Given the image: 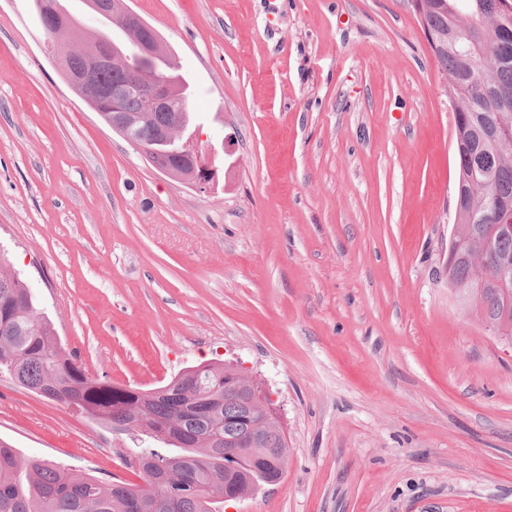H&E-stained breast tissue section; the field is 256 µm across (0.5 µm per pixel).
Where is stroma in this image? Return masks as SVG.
I'll list each match as a JSON object with an SVG mask.
<instances>
[{"instance_id":"1","label":"stroma","mask_w":512,"mask_h":512,"mask_svg":"<svg viewBox=\"0 0 512 512\" xmlns=\"http://www.w3.org/2000/svg\"><path fill=\"white\" fill-rule=\"evenodd\" d=\"M191 90L157 170L0 0V249L67 353L150 389L256 380L281 482L223 512H512V346L455 302L454 104L411 0H130ZM22 458L135 481L124 439L0 377Z\"/></svg>"}]
</instances>
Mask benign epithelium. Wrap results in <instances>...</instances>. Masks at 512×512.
<instances>
[{
  "mask_svg": "<svg viewBox=\"0 0 512 512\" xmlns=\"http://www.w3.org/2000/svg\"><path fill=\"white\" fill-rule=\"evenodd\" d=\"M43 27L54 31L58 37L48 42V47L58 57H63L65 46L61 35L74 27V19L65 11L59 0H33ZM92 9L106 22L117 24L126 34L136 35L129 46H123L117 39L103 36L101 42L87 50L85 65L66 75L71 87L79 93L89 105L100 107L105 101L112 102V130L122 135L131 145L143 153L148 160H153L156 146L170 141L173 135H179L175 151L176 161L163 167L161 172L174 176L186 177L190 180L207 177L206 169L201 160V151L196 144L197 131L191 129L186 115L173 106V102L183 101L187 96V84L182 77L171 72L165 50L155 36H140L138 32L145 28L138 15L126 4V0H94ZM150 59L155 62L156 69L152 73H143L132 79L105 85L101 82V74L115 66H124L130 70L135 68L136 61ZM135 98L143 103L147 111L160 113V118H152L146 114L127 110L124 104L127 99ZM500 155H488L474 152L471 155L473 175L488 178L499 166ZM486 245L482 238L465 239L457 230H452L448 251L467 250L471 259L478 266L479 285L475 289L476 298H481L483 289L503 287L509 279L506 267L488 270L480 265L481 250ZM228 461L224 462V501H238L248 496L242 491L235 479L239 469L237 457L224 453ZM283 456L280 448H266L258 460L272 465L276 472L268 480L270 484L281 481L283 468L278 459Z\"/></svg>",
  "mask_w": 512,
  "mask_h": 512,
  "instance_id": "obj_1",
  "label": "benign epithelium"
}]
</instances>
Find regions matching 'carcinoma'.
<instances>
[{
	"instance_id": "cac0c4a2",
	"label": "carcinoma",
	"mask_w": 512,
	"mask_h": 512,
	"mask_svg": "<svg viewBox=\"0 0 512 512\" xmlns=\"http://www.w3.org/2000/svg\"><path fill=\"white\" fill-rule=\"evenodd\" d=\"M422 27L444 77L454 106V152L457 163L455 222L466 231L473 212L489 211V201L512 206V159L498 167L485 185L471 177L472 149L502 151L512 135V114L503 107V91H512V45L500 42V0H468L469 18H461L455 0H420ZM479 39V63L471 66L460 52L465 31ZM486 264H512V232L500 235L484 256ZM472 278L463 257L448 262V280L456 298L458 286ZM505 299L493 288L481 298L480 321H501ZM51 401L74 407L89 421L118 435H142L149 446L124 448L122 464L140 467V483L102 480L77 474L62 463L24 460L0 441V512H220L224 503V440L238 439L259 425L268 441L284 435L272 413L244 420L235 398H224V380L238 386L251 381L227 363H201L195 372H181L154 389L120 392L85 372L61 346L42 316L27 284L0 270V375ZM239 480L249 493L265 482L251 467L261 449L243 448Z\"/></svg>"
}]
</instances>
